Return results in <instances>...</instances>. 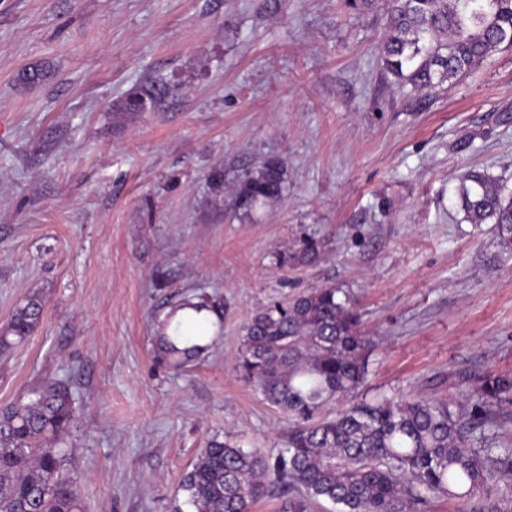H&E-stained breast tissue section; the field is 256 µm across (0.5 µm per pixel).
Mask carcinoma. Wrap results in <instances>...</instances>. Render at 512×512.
<instances>
[{
	"label": "carcinoma",
	"instance_id": "carcinoma-1",
	"mask_svg": "<svg viewBox=\"0 0 512 512\" xmlns=\"http://www.w3.org/2000/svg\"><path fill=\"white\" fill-rule=\"evenodd\" d=\"M388 13L379 46L386 74L420 91L453 87L493 53L512 48V0H347ZM157 99L135 90L125 112H153ZM286 167L269 157L233 188L244 219L280 198ZM457 204L471 224L492 222L512 250V195L485 170L462 175ZM316 239L277 250L281 268L315 264ZM42 298L33 294L0 328V353L23 345L37 327ZM214 302L186 301L157 323L158 357L179 369L207 354L205 330L182 333ZM372 342L359 329L349 294L334 284L310 288L256 311L244 327L240 368L263 399L292 423L288 441L269 457L214 437L182 478L194 512H251L272 492L280 512H311L328 501L336 512H419L432 496L470 502V512H512V446L497 441V413L512 406V372L490 373L458 404L407 398L381 388L348 400L370 375ZM340 408L323 414L332 402ZM68 386L45 380L0 405V512H81L65 453L57 441L73 425Z\"/></svg>",
	"mask_w": 512,
	"mask_h": 512
}]
</instances>
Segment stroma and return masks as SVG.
Masks as SVG:
<instances>
[{"instance_id": "1", "label": "stroma", "mask_w": 512, "mask_h": 512, "mask_svg": "<svg viewBox=\"0 0 512 512\" xmlns=\"http://www.w3.org/2000/svg\"><path fill=\"white\" fill-rule=\"evenodd\" d=\"M386 23L344 0H0V326L45 302L0 354V404L69 385L83 512H190L207 439L283 448L243 327L308 288L349 294L371 386L453 401L512 370V252L455 205L473 167L512 189V50L413 93L382 68ZM136 88L156 111H119ZM270 156L283 194L243 219L230 189ZM308 237L318 263L274 264ZM198 294L224 305L208 355L156 364L158 320ZM42 312V298L38 294L30 295L0 328V353L22 346L37 327Z\"/></svg>"}]
</instances>
